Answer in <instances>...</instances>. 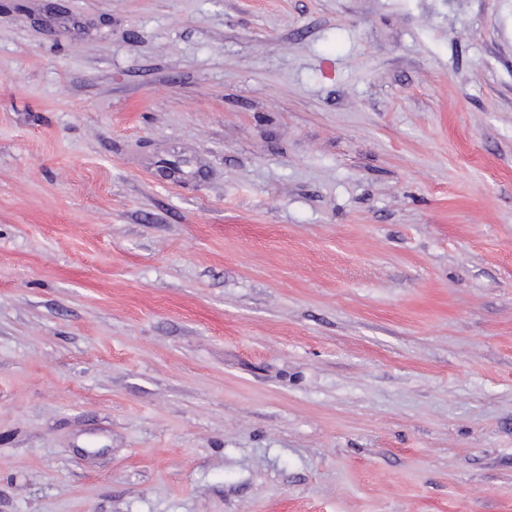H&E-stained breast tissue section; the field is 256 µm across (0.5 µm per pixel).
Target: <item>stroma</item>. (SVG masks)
<instances>
[{"label": "stroma", "mask_w": 512, "mask_h": 512, "mask_svg": "<svg viewBox=\"0 0 512 512\" xmlns=\"http://www.w3.org/2000/svg\"><path fill=\"white\" fill-rule=\"evenodd\" d=\"M0 512H512V0H0Z\"/></svg>", "instance_id": "1"}]
</instances>
